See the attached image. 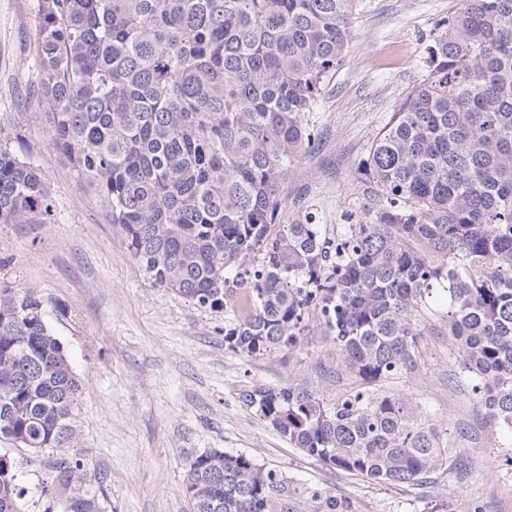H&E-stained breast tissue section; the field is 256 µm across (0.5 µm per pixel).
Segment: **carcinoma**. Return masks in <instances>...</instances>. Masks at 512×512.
<instances>
[{
  "label": "carcinoma",
  "instance_id": "obj_1",
  "mask_svg": "<svg viewBox=\"0 0 512 512\" xmlns=\"http://www.w3.org/2000/svg\"><path fill=\"white\" fill-rule=\"evenodd\" d=\"M356 0H35L30 51L49 145L102 197L154 283L234 314L224 341L271 357L317 330L358 385L327 403L259 387L243 402L305 455L373 482L422 486L448 436L381 383L423 363L434 294L473 394L512 431V0H462L438 24L424 78L360 169L371 203L344 235L288 211L313 147L306 113L344 65ZM0 127V224H46L38 169ZM83 386L38 293L0 281V439L59 453L58 512H106L67 457ZM192 512H357L330 487L243 454L193 457ZM25 488L0 455V512ZM422 512H486L436 496Z\"/></svg>",
  "mask_w": 512,
  "mask_h": 512
}]
</instances>
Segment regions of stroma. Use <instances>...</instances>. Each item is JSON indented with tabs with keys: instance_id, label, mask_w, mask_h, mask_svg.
Here are the masks:
<instances>
[{
	"instance_id": "1",
	"label": "stroma",
	"mask_w": 512,
	"mask_h": 512,
	"mask_svg": "<svg viewBox=\"0 0 512 512\" xmlns=\"http://www.w3.org/2000/svg\"><path fill=\"white\" fill-rule=\"evenodd\" d=\"M460 0H357L344 66L318 96L307 122L316 134L288 185L289 209L315 213L327 235L369 202L359 169L404 95L426 73L438 23ZM34 17L25 0H0V126L26 147L52 197L47 224H0V280L33 288L47 322L85 383L70 457L89 471L86 491L110 512H191L181 492L193 456L217 448L251 457L295 478L320 483L354 501L358 512H421L426 492L380 484L326 468L302 454L254 409L244 391L294 385L324 400L354 387L336 375L321 336L292 353L246 358L224 342L231 311L194 306L155 284L109 224L97 194L49 147V130L20 95L39 81L29 46ZM420 370L390 391L420 403L464 451L460 470L439 475L436 491L482 499L487 512H512V432L494 428L471 392L443 324L422 344ZM496 447H488L489 438ZM25 488L26 512H43L41 494L58 458L0 440Z\"/></svg>"
}]
</instances>
